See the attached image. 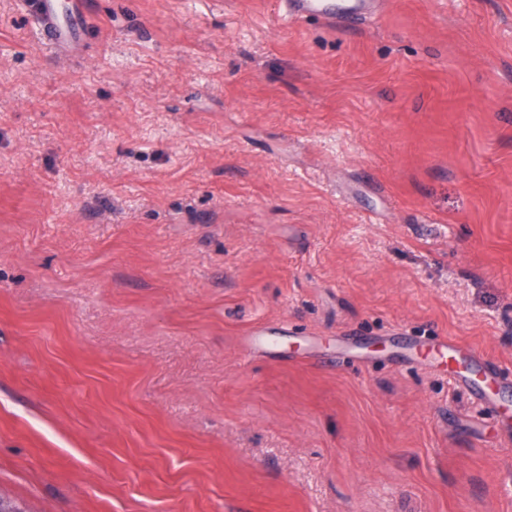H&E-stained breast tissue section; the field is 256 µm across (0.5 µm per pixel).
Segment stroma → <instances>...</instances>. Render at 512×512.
I'll return each mask as SVG.
<instances>
[{"label": "stroma", "mask_w": 512, "mask_h": 512, "mask_svg": "<svg viewBox=\"0 0 512 512\" xmlns=\"http://www.w3.org/2000/svg\"><path fill=\"white\" fill-rule=\"evenodd\" d=\"M0 0V498L512 512V0ZM29 0L27 5L38 19L44 43L51 48L74 50L80 45V38L86 19L82 0ZM288 14L303 17L307 14H317L332 19L348 13H367L373 3L370 0H285Z\"/></svg>", "instance_id": "obj_1"}]
</instances>
